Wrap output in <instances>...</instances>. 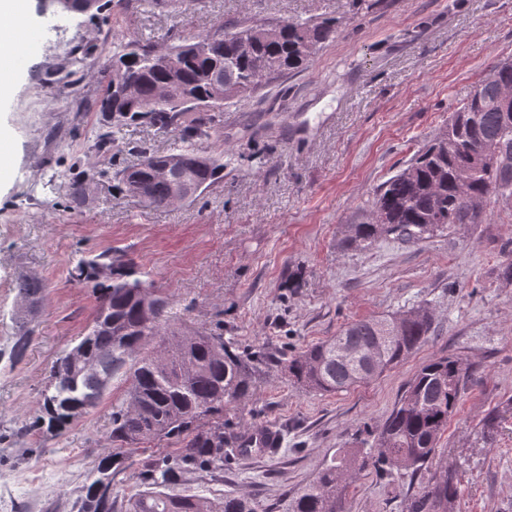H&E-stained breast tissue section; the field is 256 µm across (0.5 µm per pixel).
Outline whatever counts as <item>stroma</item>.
Segmentation results:
<instances>
[{
	"mask_svg": "<svg viewBox=\"0 0 512 512\" xmlns=\"http://www.w3.org/2000/svg\"><path fill=\"white\" fill-rule=\"evenodd\" d=\"M337 21L333 39L299 71L213 113L200 149L224 158V178L191 200L153 209L125 193L117 170L137 145L168 151L169 133L137 122L111 154L97 151L113 44L156 48L219 27L288 20ZM17 26L37 32L14 92L0 101L11 161L0 175V512H72L110 446L109 413L125 388L62 433L21 427L42 413L47 369L94 314L89 289L69 280L76 255L112 249L165 293L177 320L223 331L261 352L244 419L280 435L274 453L230 459L223 473L189 474L182 493L253 498L258 512L287 499L334 454L366 449L424 364L460 359L469 374L441 439L444 455L417 475L369 469L349 489L348 512H405L441 469L456 472L454 512H512V425L492 443L482 418L512 397V209L491 204L487 223L419 242L379 238L343 250L346 225L365 221L374 190L442 131L448 115L500 59L512 57V0H109L100 13H48L29 0ZM83 58L65 70L68 56ZM84 182L86 201L69 199ZM27 273L49 285L36 335L14 359V284ZM424 307L430 340L367 385L310 390L291 357L357 319ZM176 444L145 443L112 471V497L141 488L147 461Z\"/></svg>",
	"mask_w": 512,
	"mask_h": 512,
	"instance_id": "35a3bbf8",
	"label": "stroma"
}]
</instances>
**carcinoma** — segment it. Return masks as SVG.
<instances>
[{
	"label": "carcinoma",
	"instance_id": "1",
	"mask_svg": "<svg viewBox=\"0 0 512 512\" xmlns=\"http://www.w3.org/2000/svg\"><path fill=\"white\" fill-rule=\"evenodd\" d=\"M336 20L252 23L221 34L197 35L165 49L174 65L154 63L157 49L139 39L114 45L116 61L134 78L136 93L114 106L112 86L100 102L109 124L99 149L112 151L117 133L133 122L147 121L175 133L166 153L140 150L135 171L118 172L124 190L153 208L175 201L174 176L187 186L205 189L224 178V159L207 155L196 141L207 117L183 124L197 111L193 97L210 112L249 97L268 81L302 68L318 45L333 38ZM169 168L170 176L157 174ZM490 199L512 204V60L494 65L470 95L448 116L445 129L405 167L374 193L367 221L348 226L340 240L344 250L368 248L391 236L421 241L461 224H484ZM70 277L92 289L96 305L91 323L73 347L51 363L42 393L41 422L61 431L97 406L112 380H128L122 402L110 412L109 440L117 449L173 440L178 452L144 466V490L122 503L112 500L114 454L101 457L96 477L77 501V512H257L245 495L220 498L182 494L177 482L190 473H218L224 449L248 455L252 425L228 415L245 405L256 382L257 356L241 351L221 332L173 326L167 301L131 260L105 250L81 255ZM48 285L22 275L16 282L20 305L14 311L13 357L22 359L35 336L34 321ZM434 332L430 314L415 308L396 316L357 320L339 336L316 343L292 358L294 380L318 392L335 393L367 384L401 364ZM467 373L448 356L424 364L407 383L383 423L376 427L368 452L336 455L289 499L286 512H346L350 481L374 469L418 473L444 452L442 435L456 412ZM512 421V397L482 419L480 435L493 440L502 424ZM454 473L442 471L423 485L406 512H453L459 497Z\"/></svg>",
	"mask_w": 512,
	"mask_h": 512
}]
</instances>
